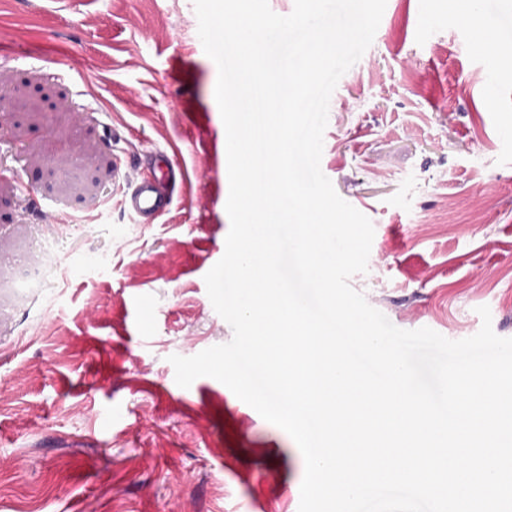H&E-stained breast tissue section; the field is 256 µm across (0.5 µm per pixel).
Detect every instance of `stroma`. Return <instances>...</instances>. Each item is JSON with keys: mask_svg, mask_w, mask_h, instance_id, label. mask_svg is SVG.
Instances as JSON below:
<instances>
[{"mask_svg": "<svg viewBox=\"0 0 512 512\" xmlns=\"http://www.w3.org/2000/svg\"><path fill=\"white\" fill-rule=\"evenodd\" d=\"M484 8L471 26L456 0H387L321 158L374 226L351 286L451 340L484 305L512 338V51L485 48ZM0 39V512H298L294 440L169 362L233 336L204 281L229 181L193 0H0ZM157 150L186 179L143 224L122 176Z\"/></svg>", "mask_w": 512, "mask_h": 512, "instance_id": "1", "label": "stroma"}]
</instances>
